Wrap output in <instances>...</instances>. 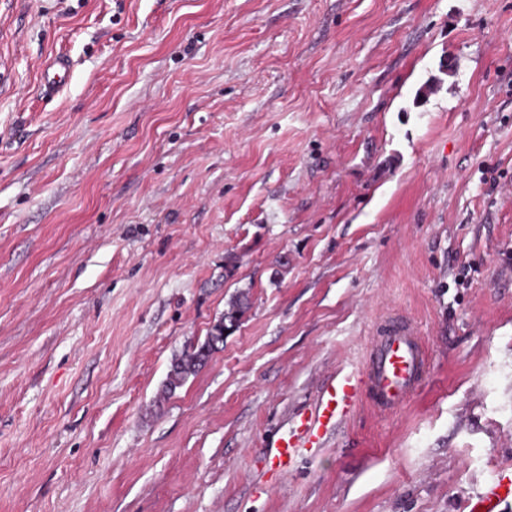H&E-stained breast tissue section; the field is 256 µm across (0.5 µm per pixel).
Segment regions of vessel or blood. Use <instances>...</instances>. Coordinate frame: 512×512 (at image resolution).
I'll use <instances>...</instances> for the list:
<instances>
[{
	"label": "vessel or blood",
	"mask_w": 512,
	"mask_h": 512,
	"mask_svg": "<svg viewBox=\"0 0 512 512\" xmlns=\"http://www.w3.org/2000/svg\"><path fill=\"white\" fill-rule=\"evenodd\" d=\"M71 74L67 57L53 58L43 69L40 84L51 92L65 85ZM425 366L422 348L408 324L398 318L386 325L363 370L342 372L324 386L314 410L299 414L291 430L276 445L279 464H286L303 448L324 445L328 434L370 394L373 406L388 411L400 405L418 385ZM512 498V473L501 471L487 491L472 501L469 512H497Z\"/></svg>",
	"instance_id": "b4317fda"
}]
</instances>
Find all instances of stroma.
Wrapping results in <instances>:
<instances>
[{
  "instance_id": "1",
  "label": "stroma",
  "mask_w": 512,
  "mask_h": 512,
  "mask_svg": "<svg viewBox=\"0 0 512 512\" xmlns=\"http://www.w3.org/2000/svg\"><path fill=\"white\" fill-rule=\"evenodd\" d=\"M0 66V512H466L512 467V0H0ZM396 313L407 401L278 466ZM71 74V64L67 57L56 56L43 69L40 84L46 92H52L65 85ZM220 327L221 324L213 326L212 331H209L202 343L191 344L187 350L172 361L165 385L166 393L171 395L173 391L183 386L189 377L195 376L201 370L212 351L210 339H207V337L212 336L215 345L218 341L214 339L213 336L215 335H212V332L219 331Z\"/></svg>"
}]
</instances>
